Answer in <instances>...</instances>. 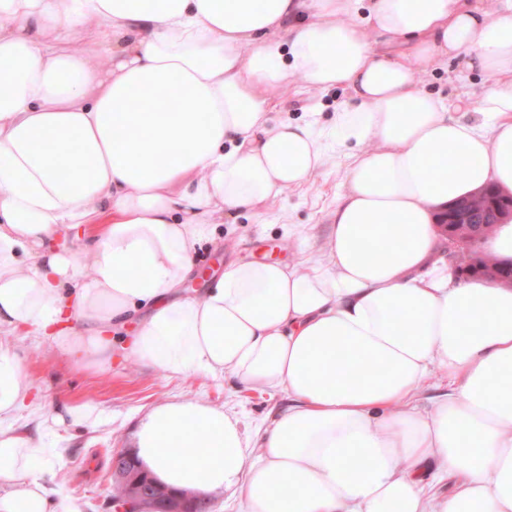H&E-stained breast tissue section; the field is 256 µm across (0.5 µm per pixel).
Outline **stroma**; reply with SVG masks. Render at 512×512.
<instances>
[{
    "instance_id": "stroma-1",
    "label": "stroma",
    "mask_w": 512,
    "mask_h": 512,
    "mask_svg": "<svg viewBox=\"0 0 512 512\" xmlns=\"http://www.w3.org/2000/svg\"><path fill=\"white\" fill-rule=\"evenodd\" d=\"M423 87L443 99L462 97L473 108L484 82L478 72L462 73L458 61L452 59L447 65L430 69ZM346 98V91L340 88L310 95L303 91L297 77L292 78L288 89L271 93L274 114H285L292 120L307 119V107L315 100L322 107L321 121H329L337 104ZM348 164L347 155H339L309 184L240 213L234 223L225 225L222 241L198 246L196 272L187 281V288L206 287L208 279L243 256L293 262L321 251L329 232V214L343 191ZM15 342L35 384V397L17 414V425L35 428L42 413L64 400L90 401L105 413L97 426L64 432L56 439L62 466L48 480L47 487L51 494L77 499L81 512H112V456L132 449L139 422L155 405L199 398L250 422L288 405L287 397L280 394L240 390L233 380H216L204 373L166 374L123 355L106 374L79 369L47 338L33 333L16 336Z\"/></svg>"
}]
</instances>
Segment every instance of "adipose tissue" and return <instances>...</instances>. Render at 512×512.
<instances>
[{
  "label": "adipose tissue",
  "instance_id": "ef3b65f1",
  "mask_svg": "<svg viewBox=\"0 0 512 512\" xmlns=\"http://www.w3.org/2000/svg\"><path fill=\"white\" fill-rule=\"evenodd\" d=\"M457 56L482 125L422 87ZM295 75L347 90L331 124L271 118ZM346 149L323 254L186 289L225 220ZM489 183L512 194V0H0V512H80L46 490L53 436L103 416L15 427L21 331L99 373L120 345L287 396L252 433L200 399L155 406L136 455L171 488L241 512H512V286L461 279L436 226Z\"/></svg>",
  "mask_w": 512,
  "mask_h": 512
}]
</instances>
